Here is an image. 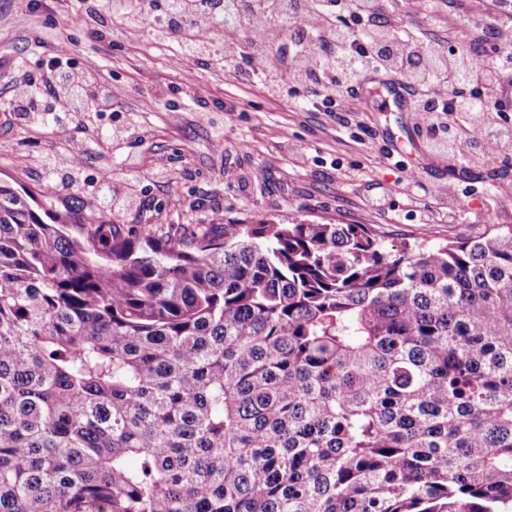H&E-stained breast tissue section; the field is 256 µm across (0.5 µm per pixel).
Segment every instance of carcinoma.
<instances>
[{"label":"carcinoma","instance_id":"1","mask_svg":"<svg viewBox=\"0 0 512 512\" xmlns=\"http://www.w3.org/2000/svg\"><path fill=\"white\" fill-rule=\"evenodd\" d=\"M0 182V512H512V225L69 224Z\"/></svg>","mask_w":512,"mask_h":512}]
</instances>
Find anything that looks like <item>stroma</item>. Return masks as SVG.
Instances as JSON below:
<instances>
[{
    "label": "stroma",
    "instance_id": "35a3bbf8",
    "mask_svg": "<svg viewBox=\"0 0 512 512\" xmlns=\"http://www.w3.org/2000/svg\"><path fill=\"white\" fill-rule=\"evenodd\" d=\"M418 0H385L393 26L422 41L448 47L459 16L471 19L474 51L490 49L502 20L490 0H432L440 15L429 24ZM131 5L109 0H0V180L38 190L45 157L66 186L54 197L68 221H89L104 207L101 171L127 185L135 203L115 211L113 223L242 224L265 215L277 224L295 217L363 224L386 246L438 245L471 239L491 224L512 225V195L496 190L512 181V155L492 162L451 153L440 156L415 112H378L376 89L363 79L347 112L307 106L311 84L288 79L267 94L249 79L228 75L217 58L223 48L252 53L251 30L213 32L214 47L188 66L174 68L177 39L133 21ZM67 46L64 63L81 77L84 106L67 125L31 128L19 119L14 81L25 75L39 97L54 101L41 82L49 55ZM205 91V102L188 97ZM111 106H102L108 93ZM224 122L216 150L209 117ZM248 141L240 150L239 141ZM87 154L72 171L74 142ZM305 147L297 155L295 147ZM142 174L126 182L129 161Z\"/></svg>",
    "mask_w": 512,
    "mask_h": 512
}]
</instances>
